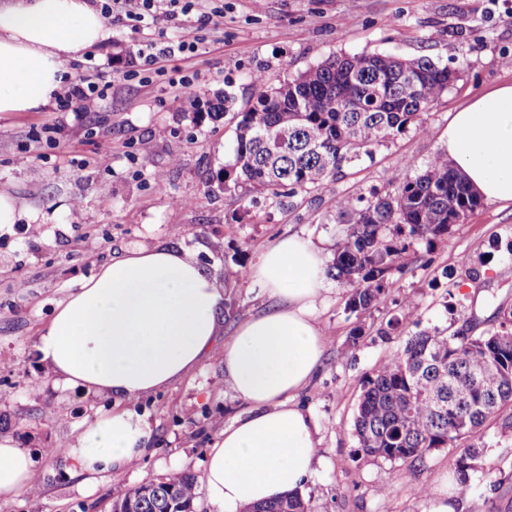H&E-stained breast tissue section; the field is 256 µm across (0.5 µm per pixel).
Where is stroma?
I'll return each mask as SVG.
<instances>
[{
	"instance_id": "1",
	"label": "stroma",
	"mask_w": 512,
	"mask_h": 512,
	"mask_svg": "<svg viewBox=\"0 0 512 512\" xmlns=\"http://www.w3.org/2000/svg\"><path fill=\"white\" fill-rule=\"evenodd\" d=\"M111 38L82 60L68 62L71 84L94 82L102 96L81 117L57 106L0 114V192L25 216L0 228V437L30 450L38 498L0 502V512H112L131 489L171 473L200 476L216 428L243 415L247 404L224 381V367L206 362L180 381L130 402L152 436L131 469L102 474L90 486L55 456L74 444L83 425L111 411L112 398L56 385L36 343L58 303L112 257L146 247L186 249L234 302L219 324L220 339L265 307L267 297L238 265L254 266L275 239L310 240L331 260L337 234L335 198L372 197L390 189L393 173L416 176L447 144L448 114L481 91L512 80V0H224V24L200 32L191 57L173 59L163 76L125 78L140 62L142 30L111 23ZM380 53L427 58L458 69L457 81L423 115V127L344 167L322 193L274 200L225 183L238 113L265 85L334 55ZM197 73L212 92L227 95L217 121L196 116L169 84ZM417 260L393 274L379 308L356 316L346 289L324 278L317 317L324 357L296 402L318 425L323 463L302 495L311 512H430L449 497L454 512H471L485 498L489 512H512V432L491 420L477 445L484 467L455 492L447 477L460 454L439 448L414 466L365 456L350 430L362 380L416 329L452 331L463 319L478 330L496 323L498 305L512 306V204L486 201L454 225L433 249L415 244ZM416 309L420 323L406 333L388 320ZM364 333L347 342L355 325ZM383 487L393 488L380 497Z\"/></svg>"
}]
</instances>
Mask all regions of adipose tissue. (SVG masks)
<instances>
[{
    "label": "adipose tissue",
    "mask_w": 512,
    "mask_h": 512,
    "mask_svg": "<svg viewBox=\"0 0 512 512\" xmlns=\"http://www.w3.org/2000/svg\"><path fill=\"white\" fill-rule=\"evenodd\" d=\"M109 38L91 0H0V113L50 105L66 63ZM445 151L483 199L512 203V83L450 113ZM323 273L312 242L277 241L249 272L271 306L220 345L224 294L185 249L136 248L102 266L58 306L36 344L63 386L122 404L60 449L72 473L90 485L137 463L152 429L124 403L214 357L249 411L219 431L208 453L200 482L209 504L237 512L300 491L321 462L317 426L295 398L322 361L315 311ZM33 468L28 449L0 437V502L28 493Z\"/></svg>",
    "instance_id": "obj_1"
}]
</instances>
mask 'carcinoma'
<instances>
[{
	"mask_svg": "<svg viewBox=\"0 0 512 512\" xmlns=\"http://www.w3.org/2000/svg\"><path fill=\"white\" fill-rule=\"evenodd\" d=\"M458 69L427 58L335 55L261 91L241 113L224 180L272 197L322 192L342 168L394 142L455 82ZM392 189L368 201L343 195L336 210L346 227L336 238L327 275L347 288L346 309L364 314L387 300L389 279L412 263L415 242L431 247L481 206L448 155L437 153L415 177L393 176ZM487 332L435 328L403 346L362 380L352 434L366 456L412 464L438 448L477 437L512 408V306L497 309ZM484 450L470 444L453 479L467 487ZM197 481L180 473L141 485L113 503L141 512H190ZM261 512H308L296 493Z\"/></svg>",
	"mask_w": 512,
	"mask_h": 512,
	"instance_id": "carcinoma-1",
	"label": "carcinoma"
}]
</instances>
